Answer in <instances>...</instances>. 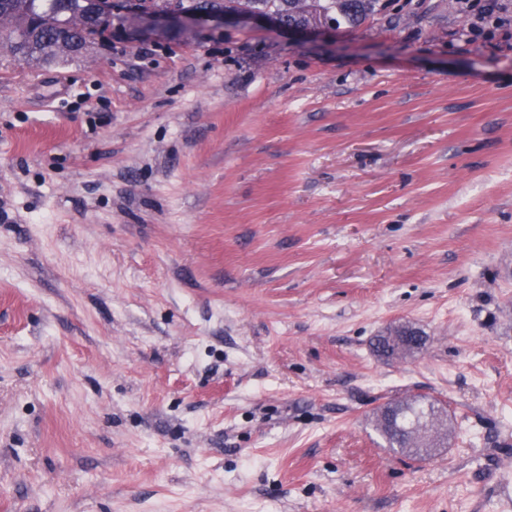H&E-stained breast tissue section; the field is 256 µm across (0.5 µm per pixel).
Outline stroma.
<instances>
[{
  "instance_id": "stroma-1",
  "label": "stroma",
  "mask_w": 512,
  "mask_h": 512,
  "mask_svg": "<svg viewBox=\"0 0 512 512\" xmlns=\"http://www.w3.org/2000/svg\"><path fill=\"white\" fill-rule=\"evenodd\" d=\"M0 49V512H512V26ZM398 325L423 350L386 361ZM420 396L444 447L384 448ZM387 410L391 413V422L383 425L377 417L375 426L388 448L409 453L419 460L426 459L432 448L425 454H420V449L413 447L410 440L426 429L428 424L430 427H434L436 423L441 425L444 409L431 401L409 400L395 405L387 404Z\"/></svg>"
}]
</instances>
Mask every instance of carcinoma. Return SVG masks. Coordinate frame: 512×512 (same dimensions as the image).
<instances>
[{
  "instance_id": "1",
  "label": "carcinoma",
  "mask_w": 512,
  "mask_h": 512,
  "mask_svg": "<svg viewBox=\"0 0 512 512\" xmlns=\"http://www.w3.org/2000/svg\"><path fill=\"white\" fill-rule=\"evenodd\" d=\"M148 7L178 13L215 9L273 13L287 24L306 25L328 21L354 24L375 11L380 0H141ZM112 26V19L99 13L92 0H0V46L24 60L43 62L81 53L90 40ZM391 422L376 423V430L393 450L419 460L411 444L413 436L428 425L442 423L444 409L428 401L409 400L389 405Z\"/></svg>"
}]
</instances>
